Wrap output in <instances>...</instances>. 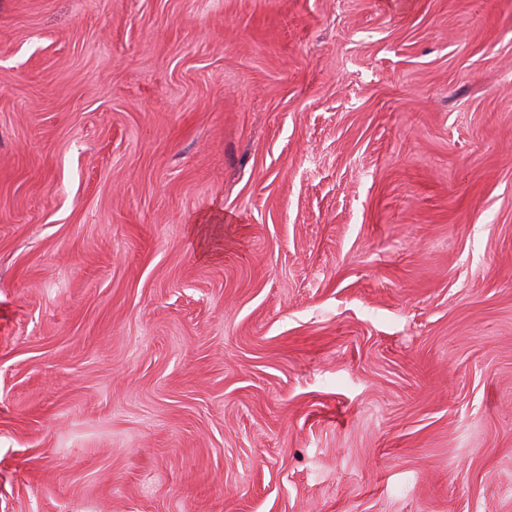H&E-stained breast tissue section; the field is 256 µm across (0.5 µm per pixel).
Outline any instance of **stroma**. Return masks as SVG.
I'll list each match as a JSON object with an SVG mask.
<instances>
[{
	"label": "stroma",
	"mask_w": 512,
	"mask_h": 512,
	"mask_svg": "<svg viewBox=\"0 0 512 512\" xmlns=\"http://www.w3.org/2000/svg\"><path fill=\"white\" fill-rule=\"evenodd\" d=\"M0 512H512V0H0Z\"/></svg>",
	"instance_id": "obj_1"
}]
</instances>
